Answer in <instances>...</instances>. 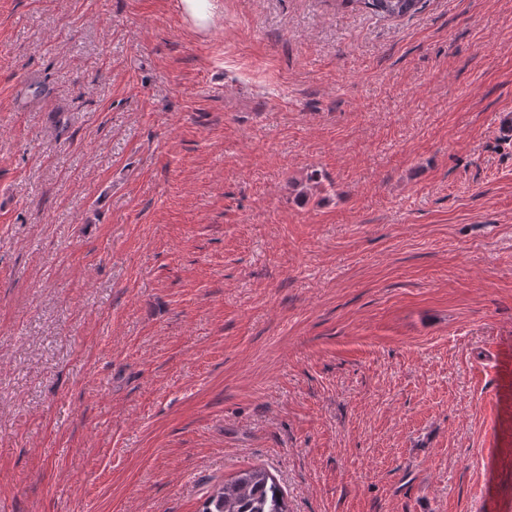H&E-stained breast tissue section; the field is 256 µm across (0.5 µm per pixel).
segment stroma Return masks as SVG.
<instances>
[{"mask_svg":"<svg viewBox=\"0 0 512 512\" xmlns=\"http://www.w3.org/2000/svg\"><path fill=\"white\" fill-rule=\"evenodd\" d=\"M210 3L0 0V512H512V0ZM422 0H359L363 7L372 13L387 17L399 18L413 14L420 9ZM199 512H288L284 494L263 469L240 472L215 489Z\"/></svg>","mask_w":512,"mask_h":512,"instance_id":"35a3bbf8","label":"stroma"}]
</instances>
